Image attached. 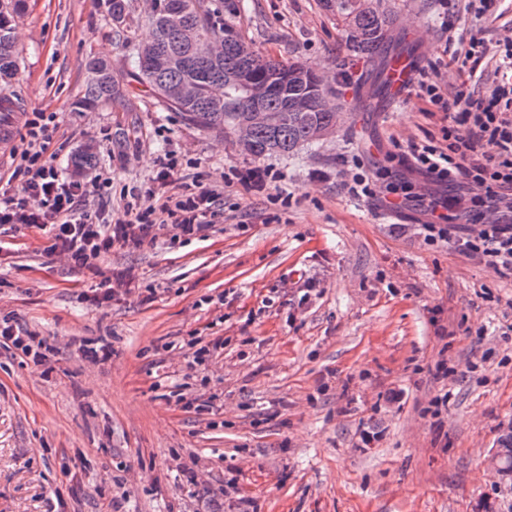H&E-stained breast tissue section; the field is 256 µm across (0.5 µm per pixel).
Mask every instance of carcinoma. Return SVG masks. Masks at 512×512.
<instances>
[{"instance_id": "carcinoma-1", "label": "carcinoma", "mask_w": 512, "mask_h": 512, "mask_svg": "<svg viewBox=\"0 0 512 512\" xmlns=\"http://www.w3.org/2000/svg\"><path fill=\"white\" fill-rule=\"evenodd\" d=\"M154 10L148 21L153 39L138 51V79L149 86L160 102L183 113L189 121L204 129H230L249 120L250 90L239 81L250 75L256 84L274 75L288 73L291 65L265 58L253 50L236 32L233 19L240 10V0H152ZM330 11L344 20L351 51L369 60L385 59L397 45L388 38L394 25L393 16L369 5L361 8L357 0H322ZM128 9L127 0H107L112 24L120 26ZM208 35L221 43L222 52L215 57L196 54L195 40ZM14 27L0 13V79L16 70ZM88 79L78 109L90 110L120 96L122 88L112 66L104 59L92 58L86 64ZM199 88L194 97L181 95L182 88ZM221 86L222 96L209 95L207 88ZM300 87L288 86V94H268L262 106L271 122L252 129L250 154L261 156L274 146L276 154H290L317 141V132L336 125V112L325 111L308 103L307 111L295 120L282 113ZM96 154L90 147L78 151L71 159L77 172L91 169Z\"/></svg>"}]
</instances>
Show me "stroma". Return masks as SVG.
Listing matches in <instances>:
<instances>
[{
	"instance_id": "35a3bbf8",
	"label": "stroma",
	"mask_w": 512,
	"mask_h": 512,
	"mask_svg": "<svg viewBox=\"0 0 512 512\" xmlns=\"http://www.w3.org/2000/svg\"><path fill=\"white\" fill-rule=\"evenodd\" d=\"M149 2L129 0L117 27L103 0H25L18 70L0 80L19 108L11 138L32 112L55 113L47 153L67 179L71 156L93 144L112 188L92 209L109 221L122 191L173 151L225 183L224 221L184 244L164 228L102 263L105 278L133 268L155 291L149 305L134 292L92 304L96 279L46 255L38 231L0 237V317L38 333L52 368L0 348V512H237L241 500L249 512H512V480L488 465L512 432V279L426 245L418 224L342 187L357 159L400 171L387 153L440 137L442 113L415 86L370 99L373 64L351 55L322 0H243L245 41L327 76L348 107L320 143L252 156L135 80ZM373 2L397 14L444 91L491 86L490 70L477 85L457 75L436 0ZM92 58L110 62L123 96L80 112ZM258 165L279 173L271 192L288 207L231 182ZM219 336L223 350L193 363L191 342ZM98 342L108 363L80 351ZM366 429L377 434L367 445Z\"/></svg>"
}]
</instances>
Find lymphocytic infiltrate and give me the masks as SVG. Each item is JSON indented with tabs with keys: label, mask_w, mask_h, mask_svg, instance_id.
<instances>
[{
	"label": "lymphocytic infiltrate",
	"mask_w": 512,
	"mask_h": 512,
	"mask_svg": "<svg viewBox=\"0 0 512 512\" xmlns=\"http://www.w3.org/2000/svg\"><path fill=\"white\" fill-rule=\"evenodd\" d=\"M449 14L444 29L460 75L477 80L493 62L497 82L485 93L449 95L432 78L419 82L422 98L445 120L439 142L408 146L410 168L442 186L431 196L400 191V176L387 189V207L396 214L421 208L427 245H448L479 260L500 277H512V38L490 40L463 29ZM13 149V170L0 186V230L35 228L45 235V251L72 267L98 274L116 251L134 252L172 226L178 241L205 240L224 217V188L207 174L178 183L179 162L164 154L149 185L128 188L123 212L114 222L88 208L100 180L63 178L46 152L58 125L54 114L33 113Z\"/></svg>",
	"instance_id": "obj_1"
}]
</instances>
